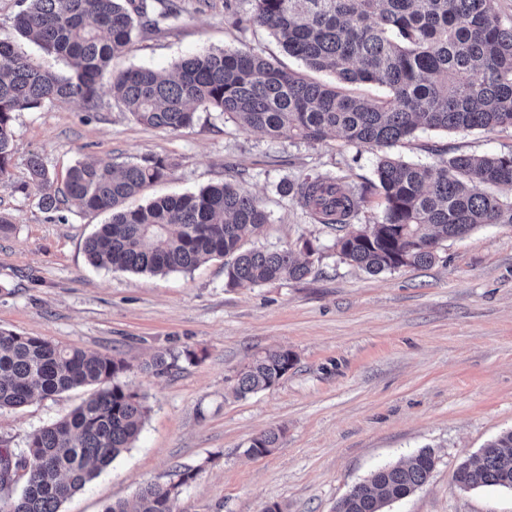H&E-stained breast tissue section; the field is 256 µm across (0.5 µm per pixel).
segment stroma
<instances>
[{"label": "stroma", "instance_id": "stroma-1", "mask_svg": "<svg viewBox=\"0 0 512 512\" xmlns=\"http://www.w3.org/2000/svg\"><path fill=\"white\" fill-rule=\"evenodd\" d=\"M175 29L136 24L113 69L171 67L207 50H251L305 77L333 82L288 56L249 21L252 0H181ZM14 155L0 181V330L39 336L90 354L123 358L127 383L150 412L132 447L66 501L61 512H103L133 502L174 466L195 470L174 512H335L337 502L379 467L430 449L429 481L386 512H512V491L460 488L457 467L512 431V224H488L445 241L428 267L369 275L342 262L336 229L284 196L282 183L323 174L367 186L354 226L383 214L376 164L382 151L331 134L320 142L273 140L198 109L192 126L171 132L138 123L101 85L99 106L55 100L17 113ZM39 153L58 175L78 161L168 159L167 177L134 198L195 192L224 182L259 197L270 214L252 247L320 245L299 282L251 288L224 285V263L190 273L134 274L93 267L87 238L105 213L41 210L15 192L26 159ZM406 161L431 164L459 154L512 152V128L417 131L391 147ZM283 348L288 373L243 399L230 390L255 356ZM192 350L169 375L142 373L159 351ZM89 394L80 388L0 411V448L23 450L29 435ZM277 428V448L246 456L249 441Z\"/></svg>", "mask_w": 512, "mask_h": 512}]
</instances>
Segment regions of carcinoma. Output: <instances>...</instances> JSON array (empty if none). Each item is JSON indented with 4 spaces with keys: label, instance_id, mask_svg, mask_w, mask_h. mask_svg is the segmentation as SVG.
Wrapping results in <instances>:
<instances>
[{
    "label": "carcinoma",
    "instance_id": "1",
    "mask_svg": "<svg viewBox=\"0 0 512 512\" xmlns=\"http://www.w3.org/2000/svg\"><path fill=\"white\" fill-rule=\"evenodd\" d=\"M160 2L162 10L150 16L147 0H20L15 35L0 36V180L13 157L16 113L52 100L80 101L94 110L107 75L112 96L137 122L170 131L192 125L200 106L272 139L314 142L339 133L363 147L389 148L420 129L512 128V17L497 12L496 0H254L250 21L308 68L332 71L333 84L239 50L199 52L170 71L112 70V60L131 42L133 14L147 18L155 31L170 30L180 20L179 4ZM20 39L65 61L69 74L35 64L20 49ZM358 83L381 85L387 94L368 99L344 90ZM27 170L28 181L18 189L34 190L40 209L75 206L112 214L85 245L96 268L166 275L222 259L225 287L248 288L301 281L319 253L309 241L302 258L288 246L245 247L269 214L257 196L228 182L123 207L167 176L169 163L162 157L77 162L60 179L33 153ZM376 175L383 216L360 228L352 219L365 192L342 180L318 174L282 188L319 223L343 232L336 239L339 257L371 275L431 265L442 242L486 224H512V196L497 193L512 188V153L460 154L429 165L385 154ZM178 359L159 351L141 370L161 377ZM294 362L288 350L254 358L238 374L233 393L244 398L271 387ZM129 371L122 358L0 331V410L95 387L71 412L34 431L24 452L0 448L1 463L42 461L31 465L20 489L0 475V500H10L11 512H61L63 503L132 447L148 407L123 381ZM280 437L278 429L263 431L246 455L269 453ZM434 468L435 456L422 449L353 486L336 512H383L424 485ZM455 480L462 489L512 490V431L488 442L474 462L460 464ZM104 512H174V502L167 486L148 484L135 506L119 501Z\"/></svg>",
    "mask_w": 512,
    "mask_h": 512
}]
</instances>
